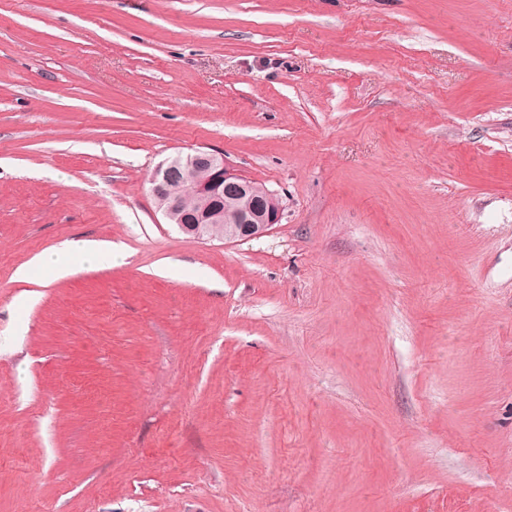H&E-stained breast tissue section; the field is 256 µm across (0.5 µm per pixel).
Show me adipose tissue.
Masks as SVG:
<instances>
[{
  "label": "adipose tissue",
  "instance_id": "1",
  "mask_svg": "<svg viewBox=\"0 0 512 512\" xmlns=\"http://www.w3.org/2000/svg\"><path fill=\"white\" fill-rule=\"evenodd\" d=\"M122 257V252L112 246L90 240H73L35 256L29 264L17 270L16 277L25 281L36 273L42 279L52 282L72 275L76 263L112 265Z\"/></svg>",
  "mask_w": 512,
  "mask_h": 512
}]
</instances>
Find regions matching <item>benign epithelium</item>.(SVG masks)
I'll list each match as a JSON object with an SVG mask.
<instances>
[{
	"label": "benign epithelium",
	"mask_w": 512,
	"mask_h": 512,
	"mask_svg": "<svg viewBox=\"0 0 512 512\" xmlns=\"http://www.w3.org/2000/svg\"><path fill=\"white\" fill-rule=\"evenodd\" d=\"M188 181L193 192L209 197L215 205L191 219H186L180 198L172 195L169 185ZM150 192L164 216L185 234L205 238L207 224L224 225V240L244 241L268 233L281 222L283 204L272 190L258 186L224 162L223 155L208 151L177 155L158 166L149 178ZM260 198L256 208H241L236 202L244 198Z\"/></svg>",
	"instance_id": "obj_1"
}]
</instances>
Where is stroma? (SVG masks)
<instances>
[{
	"label": "stroma",
	"instance_id": "1",
	"mask_svg": "<svg viewBox=\"0 0 512 512\" xmlns=\"http://www.w3.org/2000/svg\"><path fill=\"white\" fill-rule=\"evenodd\" d=\"M0 512H512V0H0ZM199 170L205 171L207 176L196 180L194 174ZM175 181H191L190 186L196 195L209 197L216 204L190 220L186 219L184 212H196L204 201L189 190L188 185L175 183L171 190L183 200L182 204L180 198L169 191L170 183ZM148 182L150 192L164 216L183 233L193 237L213 239L224 234V241L250 240L268 233L282 220L284 208L281 197L230 168L222 154L196 151L185 156L177 155L158 166ZM246 197H259V206L238 207L236 202ZM205 224H218L209 230V235L214 236H209L203 230ZM123 258L120 250L112 245H102L90 240H73L59 248L35 256L29 264L16 271V278L26 281L33 271L49 282L64 279L74 273L77 262L96 265H112Z\"/></svg>",
	"mask_w": 512,
	"mask_h": 512
}]
</instances>
